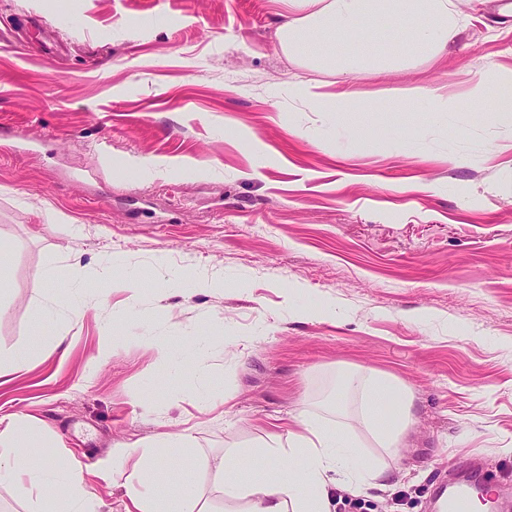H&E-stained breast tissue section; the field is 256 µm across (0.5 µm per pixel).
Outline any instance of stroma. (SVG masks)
I'll use <instances>...</instances> for the list:
<instances>
[{
  "mask_svg": "<svg viewBox=\"0 0 512 512\" xmlns=\"http://www.w3.org/2000/svg\"><path fill=\"white\" fill-rule=\"evenodd\" d=\"M453 2L466 28L437 54L399 32L333 40L363 59L347 74L282 52L287 0H0V404L83 468L112 457L85 512H122L156 440L185 430L170 461L223 512L209 458L264 447V423L300 407L353 424V466L392 472L333 512H432L436 477L470 458L512 474V125L476 93L512 76V0ZM292 83L370 119L355 132ZM413 85L455 111L399 97ZM49 266L224 287L89 293L38 335ZM355 368L414 393L398 457L337 396Z\"/></svg>",
  "mask_w": 512,
  "mask_h": 512,
  "instance_id": "obj_1",
  "label": "stroma"
}]
</instances>
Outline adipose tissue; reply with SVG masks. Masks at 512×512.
<instances>
[{"label":"adipose tissue","mask_w":512,"mask_h":512,"mask_svg":"<svg viewBox=\"0 0 512 512\" xmlns=\"http://www.w3.org/2000/svg\"><path fill=\"white\" fill-rule=\"evenodd\" d=\"M295 11L279 28L284 53L305 49L311 36L364 33L371 38L387 37L403 31L412 43L436 51L453 42L462 30L460 15L452 10L451 0H288ZM288 96L307 101L321 109L338 113L351 129L363 127L365 115L348 104L343 96L326 97L315 87L289 86ZM48 284L49 306L45 319L80 312L82 291L88 283L79 268L60 277L56 267L44 272ZM346 391L359 394L362 402L359 423L372 436L374 444L391 457L397 456L402 440L414 422L412 392L396 378L360 372L348 373L343 380ZM288 433L270 425L269 452L284 451L287 466L268 475L244 474L237 466L240 450L228 449L215 457L214 466L225 495L245 502L243 512H331L335 490L361 494L373 487L386 486L390 471L374 465L363 470L348 466L347 431L329 427L295 412ZM0 424L13 437L12 450L0 452V469L6 470L28 497L41 498L55 487L65 493L56 499L54 512H81V496L74 488L82 480L79 463L61 459L45 451L41 429L35 422L5 411L0 406ZM179 483L182 494L166 498L161 488ZM124 512H206L200 507L191 475L152 466L142 470L138 485L127 493Z\"/></svg>","instance_id":"adipose-tissue-1"}]
</instances>
